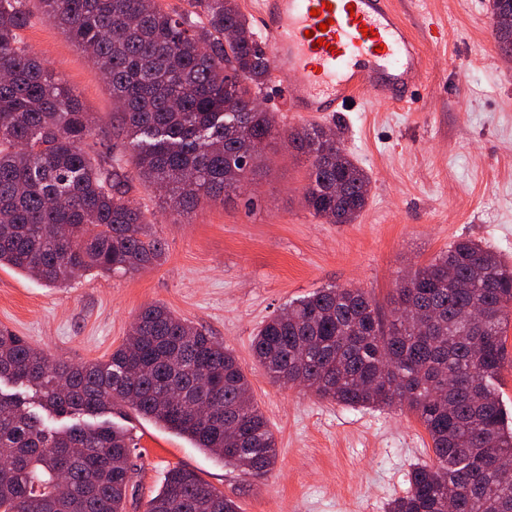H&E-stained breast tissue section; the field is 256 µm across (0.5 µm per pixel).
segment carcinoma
I'll list each match as a JSON object with an SVG mask.
<instances>
[{
    "mask_svg": "<svg viewBox=\"0 0 512 512\" xmlns=\"http://www.w3.org/2000/svg\"><path fill=\"white\" fill-rule=\"evenodd\" d=\"M112 88L126 144L89 143L94 121L77 95L21 40L26 0H0V266L52 286L86 271L133 272L162 261L164 243L126 199L127 157L149 187L179 205L249 181L259 146L278 134L256 108L272 79L237 0H38ZM512 52V23L493 27ZM307 156L312 213L352 224L369 177L322 127L288 131ZM390 316L359 288H319L265 320L256 362L277 382L303 377L320 399L352 408L407 405L433 459L410 474L388 512H512V461L495 384L512 319V267L471 239L420 266L396 289ZM475 311L477 322L461 321ZM34 390L41 408L79 418L50 429L0 393V512H125L137 443L102 417L127 407L232 464L248 478L277 459L276 440L232 351L166 306L144 308L104 361H51L0 330V380ZM146 512H239L193 470L173 466Z\"/></svg>",
    "mask_w": 512,
    "mask_h": 512,
    "instance_id": "carcinoma-1",
    "label": "carcinoma"
}]
</instances>
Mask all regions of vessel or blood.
<instances>
[{
    "label": "vessel or blood",
    "instance_id": "1",
    "mask_svg": "<svg viewBox=\"0 0 512 512\" xmlns=\"http://www.w3.org/2000/svg\"><path fill=\"white\" fill-rule=\"evenodd\" d=\"M254 11L292 111L338 112L364 96L406 104L422 80L423 51L392 0H256Z\"/></svg>",
    "mask_w": 512,
    "mask_h": 512
}]
</instances>
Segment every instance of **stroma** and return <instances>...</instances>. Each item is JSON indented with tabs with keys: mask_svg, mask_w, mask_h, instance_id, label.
Returning <instances> with one entry per match:
<instances>
[{
	"mask_svg": "<svg viewBox=\"0 0 512 512\" xmlns=\"http://www.w3.org/2000/svg\"><path fill=\"white\" fill-rule=\"evenodd\" d=\"M420 42L426 78L393 109L367 101L348 112L289 109L285 86L259 98L281 128H330L370 178L355 223L332 224L303 200L309 163L275 139L247 188L188 212L162 203L128 166L127 198L167 244L165 260L139 272H89L48 286L0 267V328L50 360L107 359L143 307L160 303L205 329L243 365L277 443L260 479L130 410L112 420L137 439L126 512H145L167 469L195 470L240 512H385L431 460L429 438L405 407L355 409L307 389L272 383L252 356L257 328L285 303L336 285L364 289L382 308L400 280L448 245L469 238L512 266V57L492 33L488 0H395ZM23 42L93 112L96 141L123 142L112 90L82 50L29 0Z\"/></svg>",
	"mask_w": 512,
	"mask_h": 512,
	"instance_id": "35a3bbf8",
	"label": "stroma"
}]
</instances>
